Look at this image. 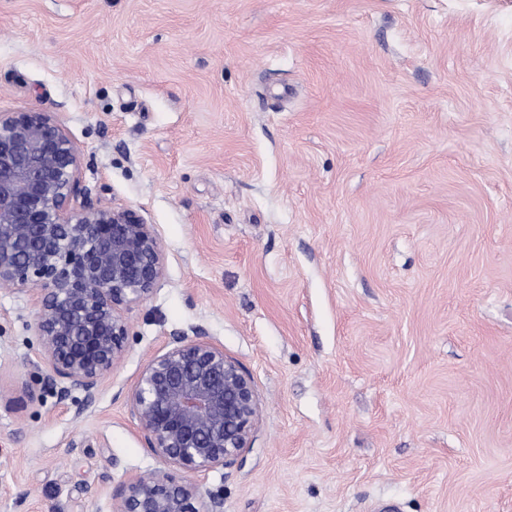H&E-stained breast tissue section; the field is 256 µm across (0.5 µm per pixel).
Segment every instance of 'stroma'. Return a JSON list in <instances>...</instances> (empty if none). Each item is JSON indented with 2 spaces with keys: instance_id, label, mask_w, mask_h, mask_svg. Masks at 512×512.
I'll return each mask as SVG.
<instances>
[{
  "instance_id": "stroma-1",
  "label": "stroma",
  "mask_w": 512,
  "mask_h": 512,
  "mask_svg": "<svg viewBox=\"0 0 512 512\" xmlns=\"http://www.w3.org/2000/svg\"><path fill=\"white\" fill-rule=\"evenodd\" d=\"M31 109L165 272L90 400L0 287V512L165 467L126 396L173 332L259 395L199 478L224 512H512V0H0V113Z\"/></svg>"
}]
</instances>
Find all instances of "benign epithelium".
I'll use <instances>...</instances> for the list:
<instances>
[{"mask_svg":"<svg viewBox=\"0 0 512 512\" xmlns=\"http://www.w3.org/2000/svg\"><path fill=\"white\" fill-rule=\"evenodd\" d=\"M77 151L49 112L0 115V287H21L34 304L40 360L73 390L93 398L112 375L128 313L164 275L161 245L133 209L75 210ZM147 447L188 477L133 476L109 512H223L196 476L224 468L250 447L259 398L249 372L224 348L170 334L127 393Z\"/></svg>","mask_w":512,"mask_h":512,"instance_id":"benign-epithelium-1","label":"benign epithelium"}]
</instances>
